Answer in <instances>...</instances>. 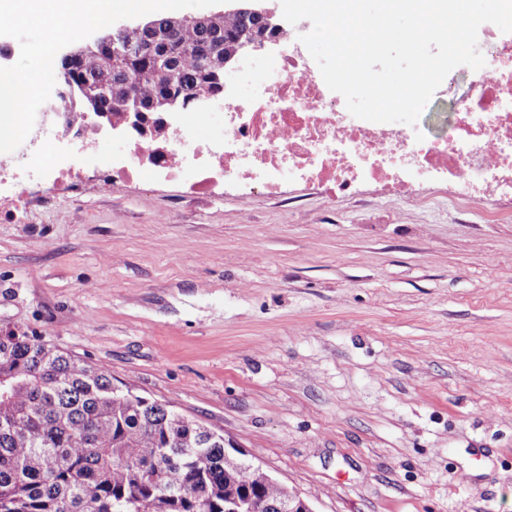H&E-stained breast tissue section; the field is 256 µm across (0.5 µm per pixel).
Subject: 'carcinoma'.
<instances>
[{
	"label": "carcinoma",
	"mask_w": 512,
	"mask_h": 512,
	"mask_svg": "<svg viewBox=\"0 0 512 512\" xmlns=\"http://www.w3.org/2000/svg\"><path fill=\"white\" fill-rule=\"evenodd\" d=\"M253 22L237 15L177 26L155 20L112 58L93 47L60 63L66 112H108L127 122L171 111L170 100L224 92V62ZM0 512H224V498H252L255 512L285 497L257 466L240 474L209 428L114 390L112 375L25 331L0 332Z\"/></svg>",
	"instance_id": "obj_1"
}]
</instances>
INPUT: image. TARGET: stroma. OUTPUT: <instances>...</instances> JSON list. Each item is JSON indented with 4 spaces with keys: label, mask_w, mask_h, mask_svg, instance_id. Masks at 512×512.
<instances>
[{
    "label": "stroma",
    "mask_w": 512,
    "mask_h": 512,
    "mask_svg": "<svg viewBox=\"0 0 512 512\" xmlns=\"http://www.w3.org/2000/svg\"><path fill=\"white\" fill-rule=\"evenodd\" d=\"M37 181L0 330L223 433L313 512H512V195Z\"/></svg>",
    "instance_id": "1"
}]
</instances>
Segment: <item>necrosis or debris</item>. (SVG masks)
<instances>
[{"label": "necrosis or debris", "instance_id": "4bbe7bcc", "mask_svg": "<svg viewBox=\"0 0 512 512\" xmlns=\"http://www.w3.org/2000/svg\"><path fill=\"white\" fill-rule=\"evenodd\" d=\"M279 54L257 51L239 62L224 84V97L203 111L222 116L217 136L199 144L188 122L161 138L106 114L94 122L50 105L0 171L29 179L70 178L81 158L105 134L118 136L105 183L145 177L182 179L193 172V191L216 189L271 193L287 182L328 185L336 195L363 181L386 183L411 196L420 180L442 178L458 188L512 189V42L490 39L480 51L484 66L471 74L474 95L460 112H436L412 127L354 117L340 93L325 84L297 35L282 28ZM68 144L65 155L45 158L46 146Z\"/></svg>", "mask_w": 512, "mask_h": 512}]
</instances>
